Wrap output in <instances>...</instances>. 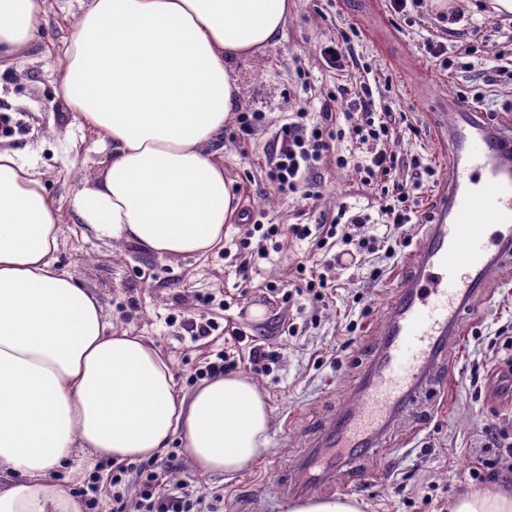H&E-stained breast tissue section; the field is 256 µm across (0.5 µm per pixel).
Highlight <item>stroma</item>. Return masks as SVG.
<instances>
[{
  "mask_svg": "<svg viewBox=\"0 0 512 512\" xmlns=\"http://www.w3.org/2000/svg\"><path fill=\"white\" fill-rule=\"evenodd\" d=\"M295 3L275 45L261 57L233 63L241 111L264 113L265 120L248 136L235 122L224 129V174L233 182L238 210L234 223L224 227L223 248L205 257L160 259L134 244L85 235L75 222L70 202L105 157L95 134L71 112L54 69L84 0H48L46 21L26 58L0 72V142L28 150L36 160L62 217L55 265L97 294L113 328L153 342L170 359L182 394L198 386L197 369L223 350L225 325L279 351L270 373L254 375L271 415L266 446L256 459L234 474H201L176 440L154 459L163 489L184 482L201 497L199 512H287L297 499L294 468L316 444L331 412L354 398L413 252L400 243L393 257L379 251L359 256L354 265L328 269L333 288L325 301L312 304L284 301L268 288L269 282L292 280L297 264L322 263L308 242L285 240L263 259L245 258L237 249L245 225L256 218L265 224H318L338 205L359 210L376 203L356 171L337 168L332 154L315 172L322 193L317 202L276 194L266 181V151L276 132L300 110L319 122V92L334 88L338 73L327 67L321 48L335 41L344 24H357L355 55L392 77L397 109L421 130L414 137L400 127L391 139L389 147L401 159L398 176L410 177L407 162L418 154L431 162L441 182L451 156L438 143L430 110L436 101L453 97L470 76L440 71L424 42L433 39L454 50L476 39L489 51H512V43L480 12L473 15L481 25L475 36L462 22L448 32L427 5L407 24L390 15L386 0ZM376 267L381 277H372ZM256 306L263 307V317L253 316ZM202 318L215 329L193 338L188 324ZM461 329L459 345L448 352L459 380L424 394L397 419L379 456L361 467L350 487L324 486L317 497H352L363 512H447L457 497L478 490L470 469L483 452L489 426L512 424V397L498 390L505 352L496 344L500 330L512 333V265L485 282ZM476 364L481 378L475 382L470 371ZM112 468V461L76 455L53 477L77 494L80 512H113V492L135 504L140 476L138 468H130L116 489ZM92 479L98 493L90 502L78 491Z\"/></svg>",
  "mask_w": 512,
  "mask_h": 512,
  "instance_id": "obj_1",
  "label": "stroma"
}]
</instances>
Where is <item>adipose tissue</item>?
I'll use <instances>...</instances> for the list:
<instances>
[{"label": "adipose tissue", "instance_id": "1", "mask_svg": "<svg viewBox=\"0 0 512 512\" xmlns=\"http://www.w3.org/2000/svg\"><path fill=\"white\" fill-rule=\"evenodd\" d=\"M293 0H88L59 66L84 126L111 147L70 207L95 238L158 258L224 241L233 183L214 147L240 105L232 63L280 37ZM46 0H0V62L33 43ZM60 210L25 151L0 146V512H79L51 473L74 450L117 462L179 439L200 473H235L266 443L249 376L175 390L152 342L113 330L96 294L57 270Z\"/></svg>", "mask_w": 512, "mask_h": 512}]
</instances>
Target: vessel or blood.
I'll use <instances>...</instances> for the list:
<instances>
[{
  "label": "vessel or blood",
  "mask_w": 512,
  "mask_h": 512,
  "mask_svg": "<svg viewBox=\"0 0 512 512\" xmlns=\"http://www.w3.org/2000/svg\"><path fill=\"white\" fill-rule=\"evenodd\" d=\"M452 164L408 273L386 316L379 355L349 408L332 412L318 448L302 462L306 489L333 482L375 455L389 425L441 377H455L457 342L471 300L498 266L512 262V122L494 121L462 98L433 115ZM497 226L490 247L489 226Z\"/></svg>",
  "instance_id": "b4317fda"
}]
</instances>
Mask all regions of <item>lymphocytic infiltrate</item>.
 Returning a JSON list of instances; mask_svg holds the SVG:
<instances>
[{"mask_svg":"<svg viewBox=\"0 0 512 512\" xmlns=\"http://www.w3.org/2000/svg\"><path fill=\"white\" fill-rule=\"evenodd\" d=\"M423 48L426 54L435 59L440 70L452 72L461 68L478 72L477 82L466 89L475 104L484 100L488 88L496 86L501 75L512 74V57L498 56L496 65L483 67L479 59L480 51L474 44L463 48L461 56L467 58L463 64L459 63V56L449 55L442 43L429 40ZM306 117V112H297L293 121L281 127L274 140L267 170V178L274 189L283 194L301 192L307 199L317 200L320 192L317 184L310 179L312 170L333 143L349 140L367 147V155L354 162L349 156L340 154L336 157V165L340 168L355 167L363 186L371 189L376 197L377 212H354L350 207L342 206L330 222L316 226L251 224L240 238L239 248L262 257L270 243L292 236L299 240H311L319 250L333 243L339 245L340 250L335 255L339 262L353 261L357 254L365 251H377L379 240L373 237L353 239L352 229L375 220L396 230L412 223L419 215L416 193L425 179L434 177L433 167L415 158L411 161V179L404 180L397 176L399 158L387 147L396 130V114L392 102L375 98L370 81H360L356 86L337 85L324 98L320 122L307 124ZM229 336L234 343L233 348L219 355L217 361L207 363L201 370L202 375L214 377L226 374L238 369L244 361L248 362L250 369L266 372L275 363V351L257 344L251 346L248 356L236 355L235 345L245 342L246 337L235 327L231 328ZM140 478L137 512H195L196 502L188 495L174 491L159 493L154 471L141 469Z\"/></svg>","mask_w":512,"mask_h":512,"instance_id":"obj_1","label":"lymphocytic infiltrate"}]
</instances>
